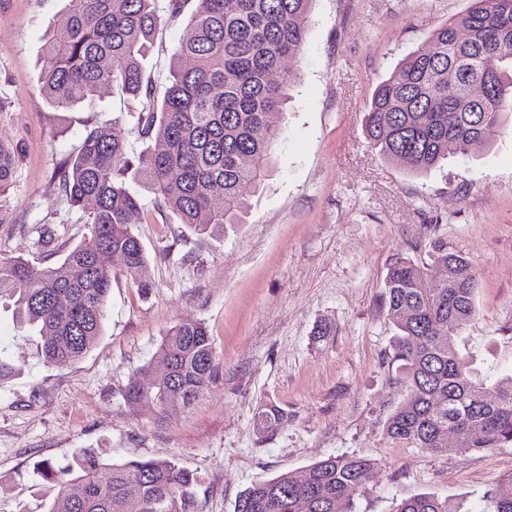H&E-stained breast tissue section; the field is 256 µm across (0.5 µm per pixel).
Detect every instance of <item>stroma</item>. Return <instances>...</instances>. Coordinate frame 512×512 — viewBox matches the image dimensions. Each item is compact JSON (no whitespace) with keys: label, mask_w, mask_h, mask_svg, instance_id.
Listing matches in <instances>:
<instances>
[{"label":"stroma","mask_w":512,"mask_h":512,"mask_svg":"<svg viewBox=\"0 0 512 512\" xmlns=\"http://www.w3.org/2000/svg\"><path fill=\"white\" fill-rule=\"evenodd\" d=\"M471 0H315L299 85L284 114L275 167L239 224L194 235L141 191L136 219L149 291L106 258L112 281L103 333L81 359L43 361L40 339L0 304V351L16 367L0 381V512H53L55 482L43 461L66 463L81 448L110 461L163 458L195 473L202 512H235L239 494L283 473L302 476L331 456L372 460L357 512H394L431 493L483 512V495L512 475V447L435 454L389 438L401 399L391 363L394 320L380 303L399 256L429 263L435 238L466 257L478 277L476 314L459 349L482 371L512 373V125L488 146L415 177L380 156L363 117L398 63ZM65 0H0V141L15 152L0 190V258L34 265L61 259L86 214L58 193L53 174L87 126L112 117L114 132L143 150L141 103L107 88L89 105L50 106L40 89V50ZM162 23L146 63L155 99L195 0ZM186 320L204 322L223 376L191 407L156 421L122 391L140 378L162 338ZM334 336L314 337L320 321ZM272 401L287 421L259 432Z\"/></svg>","instance_id":"35a3bbf8"}]
</instances>
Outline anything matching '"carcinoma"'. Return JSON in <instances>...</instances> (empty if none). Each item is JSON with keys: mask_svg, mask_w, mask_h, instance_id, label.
Wrapping results in <instances>:
<instances>
[{"mask_svg": "<svg viewBox=\"0 0 512 512\" xmlns=\"http://www.w3.org/2000/svg\"><path fill=\"white\" fill-rule=\"evenodd\" d=\"M158 0H67L45 38L41 91L55 108L91 103L104 88L120 87L146 100L139 119L157 148L128 151L112 132L117 120L88 130L78 149L54 174L72 207L96 202L85 233L56 263L35 267L0 258V302L40 336L47 363L77 360L103 331L112 269L98 261L106 250L126 257L125 272L149 287L148 261L133 230L141 210L129 184H142L180 223L198 234H224L241 223L247 190L272 167L284 107L298 76L282 69L303 49L315 0H197L170 69V85L152 103L144 64L161 24ZM279 72L276 79L270 77ZM453 88H448V80ZM512 115V0H472L469 9L409 52L375 89L365 115L370 142L389 162L413 175L488 146L487 134ZM15 156L0 142V187L12 179ZM224 207L212 206L216 189ZM431 265L452 272L427 280L413 259L390 264L381 295L395 322L392 362L405 388L386 434L433 453L443 430L459 447L484 450L512 445V375H481L465 366L459 330L476 313L477 278L468 259L437 238ZM155 358L167 371L129 385L126 403L157 420L167 409L192 406L219 377L213 340L199 321L180 323L163 337ZM446 399L445 407L431 403ZM257 426L269 432L288 419L274 402L258 408ZM372 467L356 456L328 457L307 467L308 483L291 473L241 492L236 512H356V499ZM37 473L60 492H75L67 512H200L193 473L166 459L107 462L90 448L64 466L42 463ZM485 512H512V476L483 495ZM395 512H466L432 494L405 498Z\"/></svg>", "mask_w": 512, "mask_h": 512, "instance_id": "cac0c4a2", "label": "carcinoma"}]
</instances>
